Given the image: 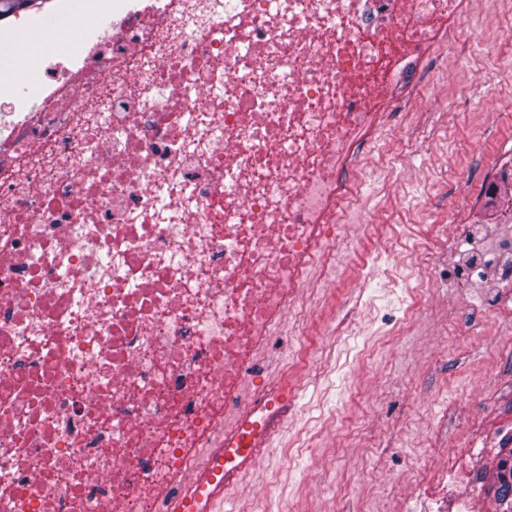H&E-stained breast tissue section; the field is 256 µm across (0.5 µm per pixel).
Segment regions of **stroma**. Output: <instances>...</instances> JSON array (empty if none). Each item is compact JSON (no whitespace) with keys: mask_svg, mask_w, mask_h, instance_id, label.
I'll return each instance as SVG.
<instances>
[{"mask_svg":"<svg viewBox=\"0 0 512 512\" xmlns=\"http://www.w3.org/2000/svg\"><path fill=\"white\" fill-rule=\"evenodd\" d=\"M483 23L440 32L422 63L400 62L385 126L335 237L336 283L273 337L268 373L288 372L291 412L269 455L226 490L224 512H420L415 482L473 426L512 418V288L468 274L512 236V208L481 187L512 169V0ZM388 216L382 240L365 224ZM467 229L454 249L442 230ZM359 310L330 325L347 274ZM307 374L295 378L297 360ZM512 438L476 451L486 480L464 498L497 512L488 481Z\"/></svg>","mask_w":512,"mask_h":512,"instance_id":"stroma-1","label":"stroma"}]
</instances>
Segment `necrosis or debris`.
I'll use <instances>...</instances> for the list:
<instances>
[{
  "label": "necrosis or debris",
  "mask_w": 512,
  "mask_h": 512,
  "mask_svg": "<svg viewBox=\"0 0 512 512\" xmlns=\"http://www.w3.org/2000/svg\"><path fill=\"white\" fill-rule=\"evenodd\" d=\"M478 0H99L0 34V512H163L334 260L393 56Z\"/></svg>",
  "instance_id": "obj_1"
}]
</instances>
